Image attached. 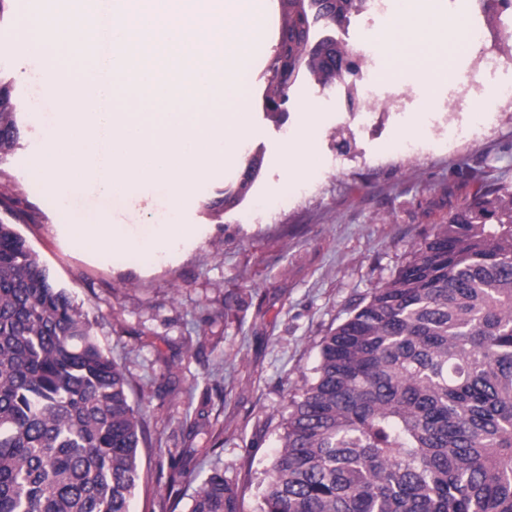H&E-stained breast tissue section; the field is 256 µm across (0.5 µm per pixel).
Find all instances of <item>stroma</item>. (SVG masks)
<instances>
[{
    "label": "stroma",
    "mask_w": 512,
    "mask_h": 512,
    "mask_svg": "<svg viewBox=\"0 0 512 512\" xmlns=\"http://www.w3.org/2000/svg\"><path fill=\"white\" fill-rule=\"evenodd\" d=\"M38 7V0H11L10 19L0 25V74L12 82L22 124L19 148L0 162V194L10 199L19 233L122 368L132 400L146 406L131 512H161L172 486L193 495L215 466L237 484L242 512H254V472L277 450L288 401L311 375L322 337L451 211L487 188L512 185V111L491 113L467 138L452 134L449 120L467 123L487 90L472 53H463L457 63L465 82L442 79L431 90L434 102L455 115L429 113L414 153L395 152L397 132L423 108L410 79L383 80L406 104L398 118L388 115L386 102L364 103L354 77L323 89L298 82L279 116L265 108L267 66L258 64L245 79L252 132L242 157L259 161L250 189L222 206L225 189L241 177L236 166L185 191L175 205L190 237L143 267L80 250L68 227L101 218L143 233L173 205L164 187L149 183L116 202L88 185L63 207L55 184L34 173L49 127L24 87L42 59L17 30ZM307 102L324 118L320 165L312 179L289 184L281 149L298 134ZM366 111L378 128L358 131L350 151L338 150L336 128H356ZM186 450L187 463L180 459Z\"/></svg>",
    "instance_id": "1"
}]
</instances>
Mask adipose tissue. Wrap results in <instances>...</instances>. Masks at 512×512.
<instances>
[{"mask_svg": "<svg viewBox=\"0 0 512 512\" xmlns=\"http://www.w3.org/2000/svg\"><path fill=\"white\" fill-rule=\"evenodd\" d=\"M465 27L456 19L439 20L432 0H394L387 22L368 39V48L379 68L399 65L422 90L447 62L449 53L465 48ZM302 131L282 148L283 166L289 178H305L319 165L316 134L322 124L319 112L304 105Z\"/></svg>", "mask_w": 512, "mask_h": 512, "instance_id": "1", "label": "adipose tissue"}]
</instances>
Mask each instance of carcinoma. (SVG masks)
Returning <instances> with one entry per match:
<instances>
[{
    "label": "carcinoma",
    "mask_w": 512,
    "mask_h": 512,
    "mask_svg": "<svg viewBox=\"0 0 512 512\" xmlns=\"http://www.w3.org/2000/svg\"><path fill=\"white\" fill-rule=\"evenodd\" d=\"M363 0H282L263 98L271 112L305 77L358 71L319 40ZM487 25L512 0H483ZM0 79V162L19 144ZM142 406L92 324L0 217V512H130ZM281 449L260 472L254 512H512V188L486 190L412 246L319 344L288 402ZM241 512L215 469L179 510Z\"/></svg>",
    "instance_id": "carcinoma-1"
}]
</instances>
